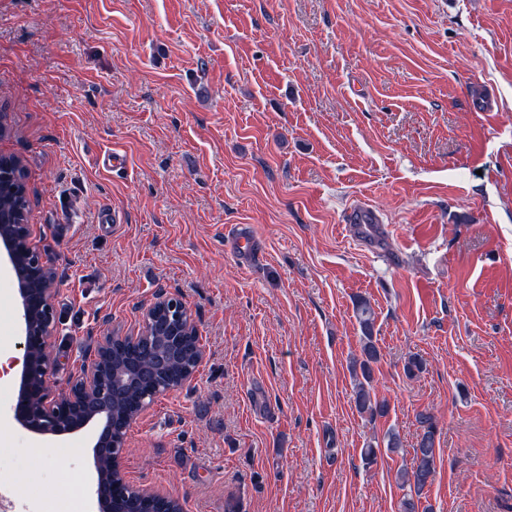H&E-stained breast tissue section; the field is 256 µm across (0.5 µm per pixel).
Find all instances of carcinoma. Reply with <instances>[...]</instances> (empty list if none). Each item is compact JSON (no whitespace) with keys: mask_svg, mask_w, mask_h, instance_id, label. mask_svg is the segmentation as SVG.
Segmentation results:
<instances>
[{"mask_svg":"<svg viewBox=\"0 0 512 512\" xmlns=\"http://www.w3.org/2000/svg\"><path fill=\"white\" fill-rule=\"evenodd\" d=\"M0 174L10 177V187L0 191V218L12 219L15 223H28V200L23 176L15 175V170L0 166ZM354 309L361 329V358L351 362L352 373H361L362 380L358 381L354 390V403L357 411L371 419L383 417L388 412L385 402L379 400L371 392L372 364L378 362L380 351L373 336L374 311L368 300L359 297L355 300ZM194 366L193 345H188L183 356H172L163 368L159 369L155 378L157 385L164 386L180 378L183 371ZM143 396L140 386L134 382L112 395V411L118 416H130V409ZM420 427L417 447L414 448L411 468L401 470L397 475L401 487L413 490V493L401 501V512H417V502L414 496L421 495L424 488L430 485L436 472V417L429 412L416 415ZM110 503L121 508L124 512H146V510L161 509L163 512H179V504L168 499L153 505H144V501L131 489L126 482L117 479L108 483Z\"/></svg>","mask_w":512,"mask_h":512,"instance_id":"obj_1","label":"carcinoma"}]
</instances>
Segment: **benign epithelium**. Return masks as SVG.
<instances>
[{
    "mask_svg": "<svg viewBox=\"0 0 512 512\" xmlns=\"http://www.w3.org/2000/svg\"><path fill=\"white\" fill-rule=\"evenodd\" d=\"M16 225L0 224V244L5 248L13 274L20 285L22 369L19 393L13 408L14 417L23 426L40 435L63 436L84 427L91 420L102 423L96 444L97 454L108 457L112 476H121L120 464L124 436L118 434L112 420V390L102 378L103 362L112 350L127 344L141 343L144 337H101L96 354L69 390L52 394L54 360L50 347L56 321L52 303L54 279L52 269L44 264L30 242V230L19 235ZM187 311L179 300L161 297L147 310L144 325L157 327L171 337L176 351L194 322L185 320Z\"/></svg>",
    "mask_w": 512,
    "mask_h": 512,
    "instance_id": "7a95c632",
    "label": "benign epithelium"
}]
</instances>
